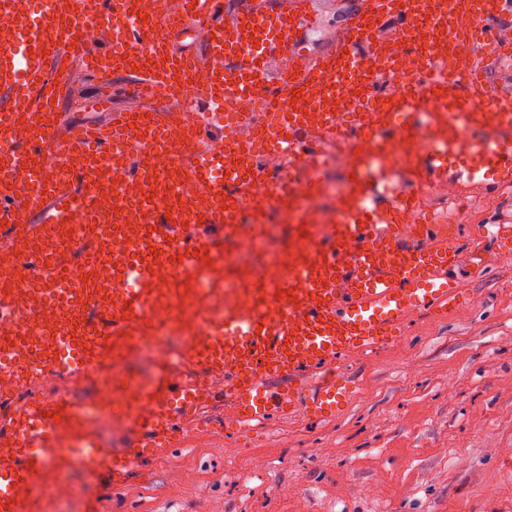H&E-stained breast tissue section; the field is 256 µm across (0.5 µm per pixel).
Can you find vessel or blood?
<instances>
[{
    "label": "vessel or blood",
    "mask_w": 512,
    "mask_h": 512,
    "mask_svg": "<svg viewBox=\"0 0 512 512\" xmlns=\"http://www.w3.org/2000/svg\"><path fill=\"white\" fill-rule=\"evenodd\" d=\"M34 2L0 0V169L28 176L50 150L65 164L23 207L0 185V241L20 234L46 249L36 292L54 316L29 323L0 289V375H15L41 336L56 342L55 367L82 375L76 313L99 315L115 358L149 338L160 318L199 343L184 353L180 378L113 383L141 432L123 455L101 447L96 402L37 400L0 413V512H49L47 491L82 462L122 481L139 460L166 458L215 397L217 379L233 407L214 424L218 434L254 433L275 416L336 418L357 389L348 362L403 344L415 314L444 318L473 302L458 269L465 261L483 270L486 240L495 260L512 262V224L479 226L463 255L457 225L424 223L421 209L425 188L493 196L512 187V0H353L317 54L302 42L312 0H181L173 12L162 0H48L38 14ZM183 29L194 51L177 47ZM74 61L101 96L130 71L139 99L188 94L196 117L158 110L140 124L116 110L105 127L66 126L58 99ZM383 67L407 76L426 68L431 77L384 100L355 99ZM268 99L267 126L289 160L272 179L253 173L261 141L240 133ZM175 127L187 131L190 161L163 149ZM333 137L345 143L351 179L335 223L321 224L297 200L322 192ZM132 138L144 146L137 173L112 153ZM176 182L195 193L174 194ZM109 195L115 211L100 216ZM272 199L292 221L285 254L210 276L216 245L200 224L228 237L243 224L261 228ZM75 222L93 225L103 242L77 271L60 261ZM115 238L127 250L111 248ZM157 267L172 269V279L159 282ZM102 278L111 292L97 290ZM204 286L223 307L184 317Z\"/></svg>",
    "instance_id": "obj_1"
}]
</instances>
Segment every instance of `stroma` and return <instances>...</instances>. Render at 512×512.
<instances>
[{
	"instance_id": "35a3bbf8",
	"label": "stroma",
	"mask_w": 512,
	"mask_h": 512,
	"mask_svg": "<svg viewBox=\"0 0 512 512\" xmlns=\"http://www.w3.org/2000/svg\"><path fill=\"white\" fill-rule=\"evenodd\" d=\"M60 105L103 125L137 102L120 85L100 103L76 69ZM461 274L478 306L411 319L403 346L350 364L363 387L338 419L203 432L141 460L127 486L82 465L70 512H512V263ZM257 454L276 464V493L243 478Z\"/></svg>"
}]
</instances>
